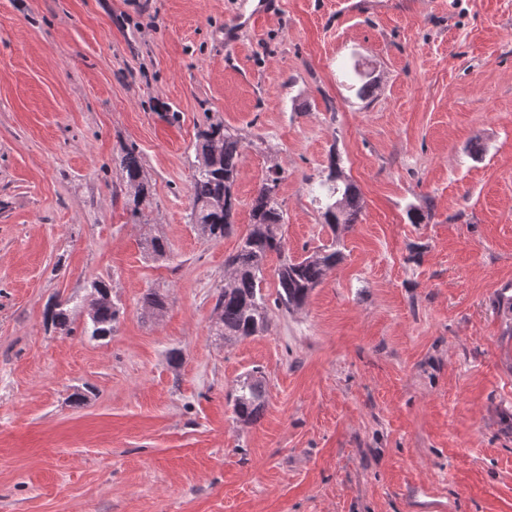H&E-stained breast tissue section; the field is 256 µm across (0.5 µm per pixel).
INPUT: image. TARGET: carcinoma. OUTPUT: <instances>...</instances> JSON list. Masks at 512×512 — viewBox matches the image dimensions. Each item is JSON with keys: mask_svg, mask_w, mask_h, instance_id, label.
I'll use <instances>...</instances> for the list:
<instances>
[{"mask_svg": "<svg viewBox=\"0 0 512 512\" xmlns=\"http://www.w3.org/2000/svg\"><path fill=\"white\" fill-rule=\"evenodd\" d=\"M242 148L241 138L222 124L212 125L199 135L191 174V222L204 237L218 239L234 230L232 187L238 175ZM115 166L126 186L134 191L133 214L136 215L140 204L152 195L151 185L143 178L140 158L131 148L116 158ZM329 168L328 178L321 182L318 206L324 223L335 231L342 225L348 227L356 222L363 199L358 187L344 178L340 160L334 154L330 155ZM279 181L277 170L262 180L252 201L251 224L235 253L225 260L227 273L216 299L213 334L226 344L268 331L270 305L263 284L271 255L279 258L274 305L287 312L300 308L328 271L342 259L334 243L301 260H291L285 255L284 215L277 201ZM88 294L97 296L98 302L86 323L85 333L94 340H105L112 336L119 321V304L111 298L112 288L103 279L91 281ZM80 306L78 301L56 300L47 305L45 321L60 334L69 335L72 312ZM165 306V296L155 289L148 290L142 297V310L148 315L163 311ZM230 401L237 422L256 423L267 403V383L262 371L256 369L240 377L232 389Z\"/></svg>", "mask_w": 512, "mask_h": 512, "instance_id": "obj_1", "label": "carcinoma"}]
</instances>
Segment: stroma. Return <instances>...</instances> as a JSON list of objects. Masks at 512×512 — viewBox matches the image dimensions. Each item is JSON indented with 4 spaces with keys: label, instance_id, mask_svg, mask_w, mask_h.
Segmentation results:
<instances>
[{
    "label": "stroma",
    "instance_id": "1",
    "mask_svg": "<svg viewBox=\"0 0 512 512\" xmlns=\"http://www.w3.org/2000/svg\"><path fill=\"white\" fill-rule=\"evenodd\" d=\"M244 2L0 0V512H512V0H273L226 45ZM214 124L243 144L220 239L190 216ZM333 153L364 200L336 232ZM273 168L289 257L336 237L344 259L226 345L224 260ZM96 278L112 336L47 327ZM115 166L126 186L134 191V208L132 211L137 214L140 204L149 200L152 195L151 185L143 178L140 158L135 150L131 148L116 158ZM81 302L77 300L67 301H54L49 303L45 310V321L50 324L55 330H58L61 335H69L72 332V312L81 306ZM72 306L70 307V304ZM233 418L242 424H255L267 403V383L259 369L241 376L230 394Z\"/></svg>",
    "mask_w": 512,
    "mask_h": 512
}]
</instances>
